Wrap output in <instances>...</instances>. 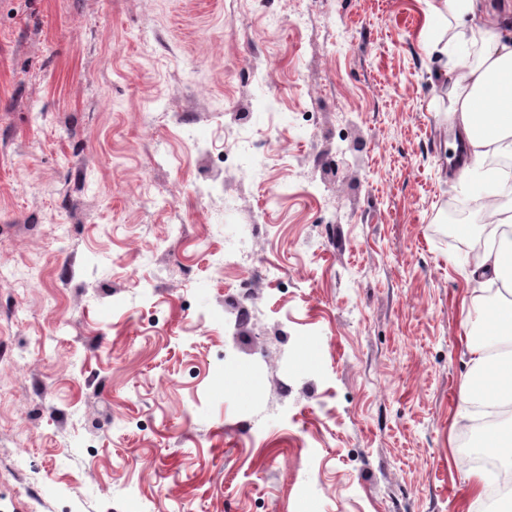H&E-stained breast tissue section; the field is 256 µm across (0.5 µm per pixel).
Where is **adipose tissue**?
Returning a JSON list of instances; mask_svg holds the SVG:
<instances>
[{
    "mask_svg": "<svg viewBox=\"0 0 512 512\" xmlns=\"http://www.w3.org/2000/svg\"><path fill=\"white\" fill-rule=\"evenodd\" d=\"M433 48L462 47L451 65L448 110L475 156L512 154V18L493 17L482 0H426ZM482 134H474L476 124ZM489 246L470 275L474 290L502 283L512 294V206L491 203ZM469 371L460 397L512 411V303L496 308L483 340L467 339Z\"/></svg>",
    "mask_w": 512,
    "mask_h": 512,
    "instance_id": "1",
    "label": "adipose tissue"
}]
</instances>
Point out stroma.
I'll list each match as a JSON object with an SVG mask.
<instances>
[{
  "mask_svg": "<svg viewBox=\"0 0 512 512\" xmlns=\"http://www.w3.org/2000/svg\"><path fill=\"white\" fill-rule=\"evenodd\" d=\"M425 9L0 0V512H478Z\"/></svg>",
  "mask_w": 512,
  "mask_h": 512,
  "instance_id": "obj_1",
  "label": "stroma"
}]
</instances>
